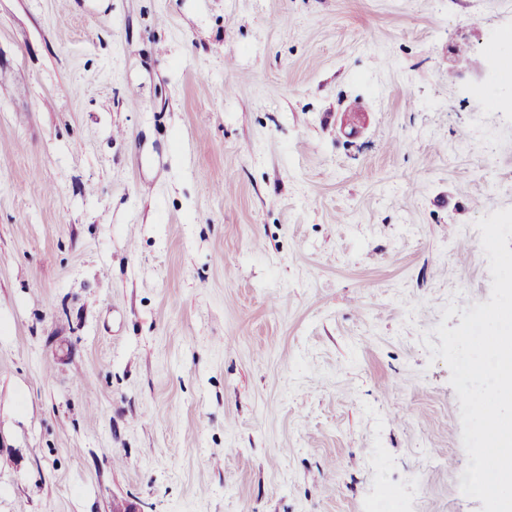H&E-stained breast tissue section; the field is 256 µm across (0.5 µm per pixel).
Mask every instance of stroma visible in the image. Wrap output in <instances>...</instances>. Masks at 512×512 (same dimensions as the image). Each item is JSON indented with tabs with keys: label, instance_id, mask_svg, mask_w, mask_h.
<instances>
[{
	"label": "stroma",
	"instance_id": "stroma-1",
	"mask_svg": "<svg viewBox=\"0 0 512 512\" xmlns=\"http://www.w3.org/2000/svg\"><path fill=\"white\" fill-rule=\"evenodd\" d=\"M60 3L0 0V512H480L422 336L489 299L512 0Z\"/></svg>",
	"mask_w": 512,
	"mask_h": 512
}]
</instances>
